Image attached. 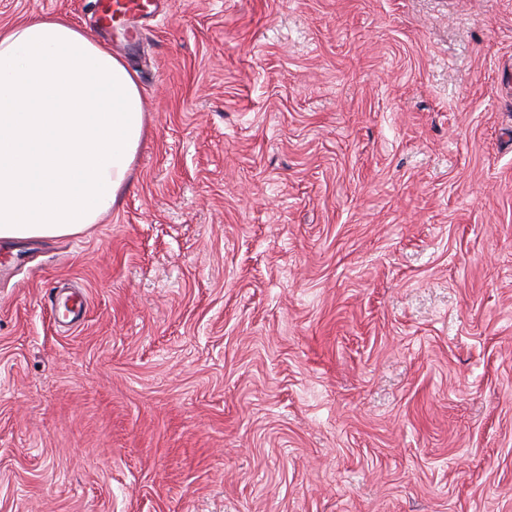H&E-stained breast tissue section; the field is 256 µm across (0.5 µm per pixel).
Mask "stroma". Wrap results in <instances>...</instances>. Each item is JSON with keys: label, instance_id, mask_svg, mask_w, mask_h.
<instances>
[{"label": "stroma", "instance_id": "1", "mask_svg": "<svg viewBox=\"0 0 512 512\" xmlns=\"http://www.w3.org/2000/svg\"><path fill=\"white\" fill-rule=\"evenodd\" d=\"M136 27L127 187L0 241V512H512V0Z\"/></svg>", "mask_w": 512, "mask_h": 512}]
</instances>
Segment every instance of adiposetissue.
<instances>
[{
    "instance_id": "ef3b65f1",
    "label": "adipose tissue",
    "mask_w": 512,
    "mask_h": 512,
    "mask_svg": "<svg viewBox=\"0 0 512 512\" xmlns=\"http://www.w3.org/2000/svg\"><path fill=\"white\" fill-rule=\"evenodd\" d=\"M145 124L133 71L70 19L0 31V239L98 223L130 178Z\"/></svg>"
}]
</instances>
